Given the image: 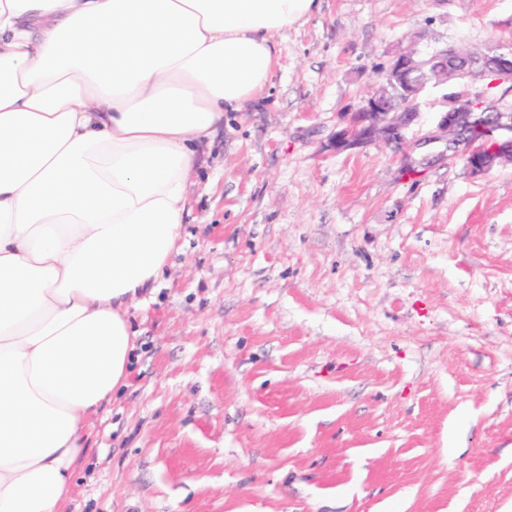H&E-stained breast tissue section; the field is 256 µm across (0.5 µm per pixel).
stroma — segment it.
I'll list each match as a JSON object with an SVG mask.
<instances>
[{
	"label": "stroma",
	"instance_id": "35a3bbf8",
	"mask_svg": "<svg viewBox=\"0 0 512 512\" xmlns=\"http://www.w3.org/2000/svg\"><path fill=\"white\" fill-rule=\"evenodd\" d=\"M413 40L512 49V0H322L226 113L68 512H512V164L329 145Z\"/></svg>",
	"mask_w": 512,
	"mask_h": 512
}]
</instances>
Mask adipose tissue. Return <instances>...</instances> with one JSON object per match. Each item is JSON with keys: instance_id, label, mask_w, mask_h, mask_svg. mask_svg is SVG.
I'll return each instance as SVG.
<instances>
[{"instance_id": "ef3b65f1", "label": "adipose tissue", "mask_w": 512, "mask_h": 512, "mask_svg": "<svg viewBox=\"0 0 512 512\" xmlns=\"http://www.w3.org/2000/svg\"><path fill=\"white\" fill-rule=\"evenodd\" d=\"M320 0H0V512H65L228 112Z\"/></svg>"}]
</instances>
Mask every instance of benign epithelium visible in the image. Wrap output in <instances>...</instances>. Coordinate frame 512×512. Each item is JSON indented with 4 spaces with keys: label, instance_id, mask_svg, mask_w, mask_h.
<instances>
[{
    "label": "benign epithelium",
    "instance_id": "benign-epithelium-1",
    "mask_svg": "<svg viewBox=\"0 0 512 512\" xmlns=\"http://www.w3.org/2000/svg\"><path fill=\"white\" fill-rule=\"evenodd\" d=\"M417 52L401 49L388 64L380 69L387 78V86L366 98L362 105L349 113L344 126L329 139L338 151L368 145L374 141L399 144L404 130L419 116L418 108L399 109L393 106V91L401 90L418 100L420 87L414 80L419 69ZM460 58L459 50L448 45L427 62L431 67L433 83L445 84L455 80L460 70L454 62ZM493 76L492 84L512 85V51L501 52L494 58L468 63L466 76L471 92L454 102L451 109L440 113L434 129L406 147L403 158L405 170L415 172V165L431 166L442 160L457 157L461 140L471 133H482L486 144H470L465 154V167L473 175L488 173L497 164L512 162V111L503 110L485 97L483 81ZM435 144L444 145L438 152L429 150Z\"/></svg>",
    "mask_w": 512,
    "mask_h": 512
}]
</instances>
